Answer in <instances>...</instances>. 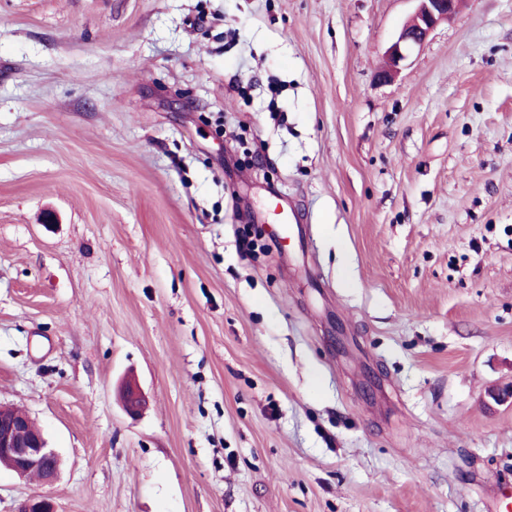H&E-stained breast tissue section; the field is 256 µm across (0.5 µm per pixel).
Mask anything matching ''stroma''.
Returning a JSON list of instances; mask_svg holds the SVG:
<instances>
[{
  "mask_svg": "<svg viewBox=\"0 0 512 512\" xmlns=\"http://www.w3.org/2000/svg\"><path fill=\"white\" fill-rule=\"evenodd\" d=\"M416 8L0 0V403L63 460L0 466V512L512 489V0H460L378 80ZM121 399L123 408L130 417L137 416L145 404L144 395L139 385L131 380L126 381L122 385Z\"/></svg>",
  "mask_w": 512,
  "mask_h": 512,
  "instance_id": "obj_1",
  "label": "stroma"
}]
</instances>
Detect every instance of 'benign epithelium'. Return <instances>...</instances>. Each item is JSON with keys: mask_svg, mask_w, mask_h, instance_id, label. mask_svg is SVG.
<instances>
[{"mask_svg": "<svg viewBox=\"0 0 512 512\" xmlns=\"http://www.w3.org/2000/svg\"><path fill=\"white\" fill-rule=\"evenodd\" d=\"M458 0H418V7L403 26L397 40L388 48L389 69L380 74L386 79L396 73L413 48L422 46L431 31L455 12ZM121 399L127 415L137 416L145 404L139 385L131 380L121 387ZM0 461L9 464L22 478L38 476L44 483L54 482L60 471V458L47 446L41 431L26 413L0 405ZM17 512H55L52 502L43 496L31 497Z\"/></svg>", "mask_w": 512, "mask_h": 512, "instance_id": "benign-epithelium-1", "label": "benign epithelium"}]
</instances>
